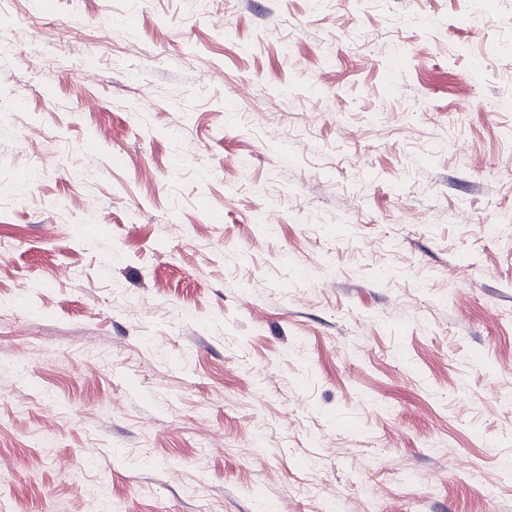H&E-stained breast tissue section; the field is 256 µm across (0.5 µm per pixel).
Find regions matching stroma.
Instances as JSON below:
<instances>
[{
  "mask_svg": "<svg viewBox=\"0 0 512 512\" xmlns=\"http://www.w3.org/2000/svg\"><path fill=\"white\" fill-rule=\"evenodd\" d=\"M511 93L512 0H0V512H512Z\"/></svg>",
  "mask_w": 512,
  "mask_h": 512,
  "instance_id": "obj_1",
  "label": "stroma"
}]
</instances>
